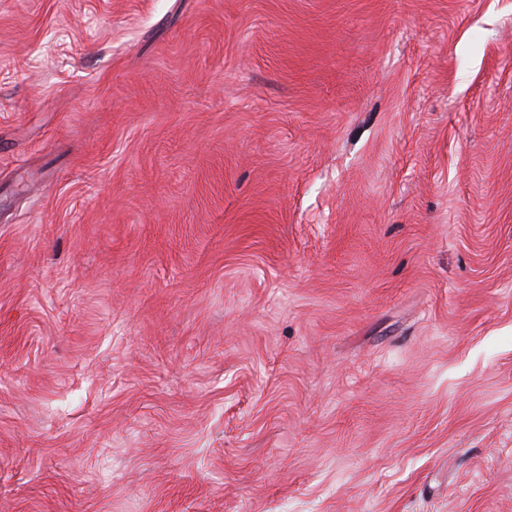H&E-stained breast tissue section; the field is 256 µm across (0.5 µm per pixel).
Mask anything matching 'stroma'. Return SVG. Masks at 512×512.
I'll return each instance as SVG.
<instances>
[{
  "mask_svg": "<svg viewBox=\"0 0 512 512\" xmlns=\"http://www.w3.org/2000/svg\"><path fill=\"white\" fill-rule=\"evenodd\" d=\"M0 512H512V0H0Z\"/></svg>",
  "mask_w": 512,
  "mask_h": 512,
  "instance_id": "obj_1",
  "label": "stroma"
}]
</instances>
